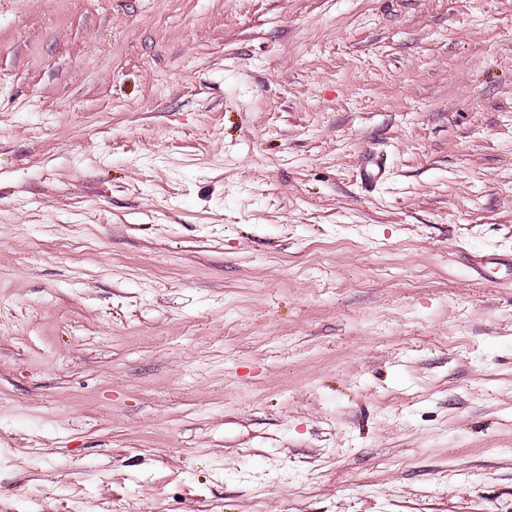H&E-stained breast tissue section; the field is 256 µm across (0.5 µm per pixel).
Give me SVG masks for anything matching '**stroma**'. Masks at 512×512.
<instances>
[{
	"label": "stroma",
	"mask_w": 512,
	"mask_h": 512,
	"mask_svg": "<svg viewBox=\"0 0 512 512\" xmlns=\"http://www.w3.org/2000/svg\"><path fill=\"white\" fill-rule=\"evenodd\" d=\"M511 260L512 0H0V512H512ZM357 177L366 186H377L387 177L385 159L379 153H369L357 165Z\"/></svg>",
	"instance_id": "stroma-1"
}]
</instances>
